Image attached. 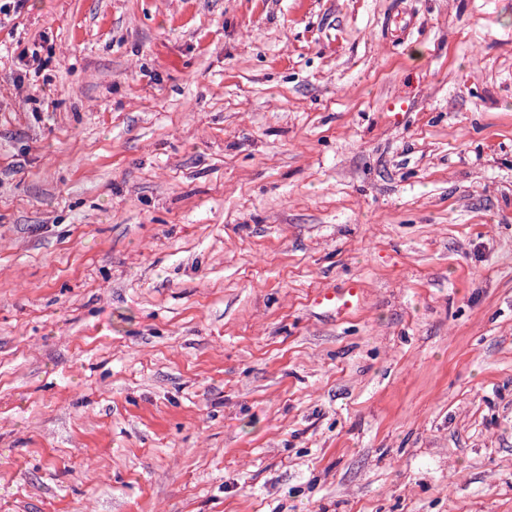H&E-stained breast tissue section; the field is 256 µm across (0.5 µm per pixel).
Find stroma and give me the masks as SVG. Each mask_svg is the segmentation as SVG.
Instances as JSON below:
<instances>
[{"instance_id": "35a3bbf8", "label": "stroma", "mask_w": 512, "mask_h": 512, "mask_svg": "<svg viewBox=\"0 0 512 512\" xmlns=\"http://www.w3.org/2000/svg\"><path fill=\"white\" fill-rule=\"evenodd\" d=\"M0 512H512V0H0Z\"/></svg>"}]
</instances>
